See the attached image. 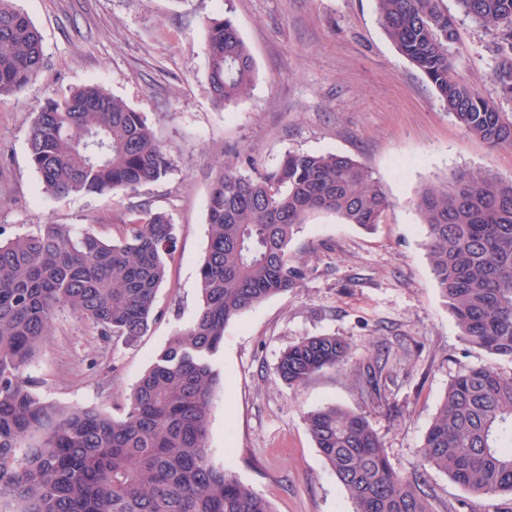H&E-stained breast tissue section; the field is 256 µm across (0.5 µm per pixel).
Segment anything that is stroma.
<instances>
[{"mask_svg":"<svg viewBox=\"0 0 512 512\" xmlns=\"http://www.w3.org/2000/svg\"><path fill=\"white\" fill-rule=\"evenodd\" d=\"M43 36L44 66L20 95L0 102V240L43 224L114 237L115 218L149 203L170 214L178 249L159 288V314L131 345L103 338L70 312L27 376L41 398L120 414L134 385L199 308V260L208 243L206 205L221 162L241 153L271 170L291 151L340 153L367 164L390 206L366 231L317 214L295 236L299 287L247 310L224 329L212 398L208 453L216 466L268 499L275 512H353L308 433L305 416L327 404L365 413L392 465L422 468L420 447L450 379L489 363L467 345L432 277L426 230L415 207L425 184L464 169L512 177V147L469 135L423 75L381 29L375 0H15ZM229 13L255 59L257 79L237 103L213 106L202 20ZM488 35L459 25L456 72L495 96ZM98 85L143 113L172 161L163 179L133 192L54 196L28 160L27 131L51 97ZM333 334L348 363L291 387L277 374L283 351ZM392 348L382 403L359 385L362 365ZM434 512H494L442 472L426 471Z\"/></svg>","mask_w":512,"mask_h":512,"instance_id":"obj_1","label":"stroma"}]
</instances>
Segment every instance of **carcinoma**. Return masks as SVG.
Segmentation results:
<instances>
[{"label":"carcinoma","instance_id":"obj_1","mask_svg":"<svg viewBox=\"0 0 512 512\" xmlns=\"http://www.w3.org/2000/svg\"><path fill=\"white\" fill-rule=\"evenodd\" d=\"M455 5L452 14L444 0H376L387 37L464 130L491 147H512V115L502 110L512 102V0ZM459 16L490 36L496 100L452 74ZM203 28L206 78L223 109L251 88L255 62L230 16H206ZM43 64L37 27L13 0H0V102L26 89ZM27 148L42 189L56 196L134 191L172 167L144 115L98 85L48 100ZM389 206L371 169L343 154L290 152L270 171L249 155L222 165L208 194L196 317L170 337L119 417L46 401L26 372L65 309L102 336L131 344L145 334L177 249L171 217L143 203L120 216L115 240L45 224L0 242V512H274L208 454L224 328L297 287L304 269L292 242L311 215L372 230ZM416 208L461 339L512 361V178L464 170L423 188ZM349 358L344 339L311 336L282 354L277 372L299 387ZM381 374L376 361L362 373L376 399ZM305 422L353 512H433L425 473L396 471L365 415L328 404ZM420 454L423 467L472 495L512 498V373L492 365L458 372Z\"/></svg>","mask_w":512,"mask_h":512}]
</instances>
